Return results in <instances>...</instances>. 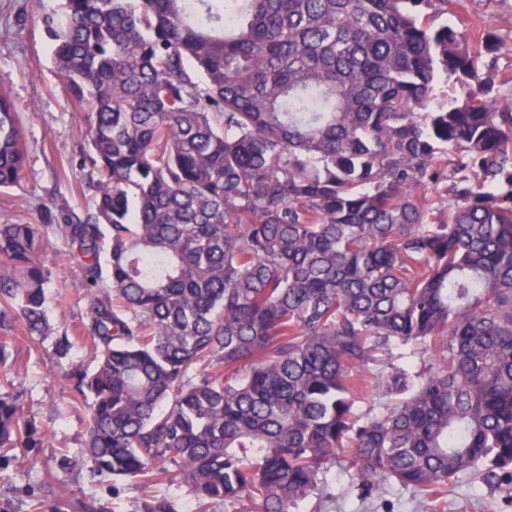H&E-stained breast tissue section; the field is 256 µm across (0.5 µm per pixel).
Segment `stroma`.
Listing matches in <instances>:
<instances>
[{
  "mask_svg": "<svg viewBox=\"0 0 512 512\" xmlns=\"http://www.w3.org/2000/svg\"><path fill=\"white\" fill-rule=\"evenodd\" d=\"M60 0H0V88L7 91L22 120L28 147L21 181L0 193V224L28 217L37 224L84 218L92 204L86 170L80 164L85 142L82 117L71 104L53 64V44L43 23ZM465 24L502 35L512 32V0H463ZM49 272L45 285L49 336H28L22 325L0 326L12 368L0 367V389L20 391L24 412L36 426L40 447L0 468V505L6 512H84L83 503L109 512H141L143 495L132 482L93 477L71 467L82 452L85 423L71 400L73 383L66 376L75 367L92 368V346L85 325L89 299L69 247L50 235L40 255ZM76 343L58 359L55 342L62 336ZM352 472L338 467L328 476L326 495L335 497V512H435L412 490L392 487L369 500L350 492ZM445 512H512V492L494 482H466L450 495Z\"/></svg>",
  "mask_w": 512,
  "mask_h": 512,
  "instance_id": "1",
  "label": "stroma"
}]
</instances>
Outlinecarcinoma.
<instances>
[{"mask_svg":"<svg viewBox=\"0 0 512 512\" xmlns=\"http://www.w3.org/2000/svg\"><path fill=\"white\" fill-rule=\"evenodd\" d=\"M460 0H63L93 208L59 225L90 299L75 381L94 475L143 512H290L336 466L365 500L512 486V35ZM446 84L443 100L436 85ZM24 130L0 92V192ZM47 224H0V322L50 331ZM411 347L424 359L393 356ZM373 391L383 402L361 412ZM0 391V463L39 445Z\"/></svg>","mask_w":512,"mask_h":512,"instance_id":"1","label":"carcinoma"}]
</instances>
